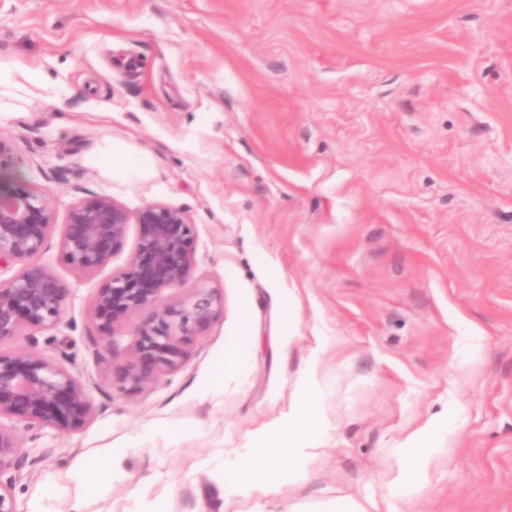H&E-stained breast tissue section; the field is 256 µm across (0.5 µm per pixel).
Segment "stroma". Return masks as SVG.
Segmentation results:
<instances>
[{"label": "stroma", "mask_w": 512, "mask_h": 512, "mask_svg": "<svg viewBox=\"0 0 512 512\" xmlns=\"http://www.w3.org/2000/svg\"><path fill=\"white\" fill-rule=\"evenodd\" d=\"M0 138L59 227L99 196L186 211L192 273L162 301L222 303L179 369L120 390L147 316L103 358L89 313L135 240L82 273L52 233L37 261L72 290L66 324L9 345L37 343L96 412L65 434L0 421L18 512L48 487L66 512L68 472L107 446L122 473L88 512H512V0H0ZM310 367L323 444L226 499L224 463Z\"/></svg>", "instance_id": "obj_1"}]
</instances>
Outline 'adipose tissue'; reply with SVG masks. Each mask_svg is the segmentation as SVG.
<instances>
[{
  "label": "adipose tissue",
  "instance_id": "adipose-tissue-1",
  "mask_svg": "<svg viewBox=\"0 0 512 512\" xmlns=\"http://www.w3.org/2000/svg\"><path fill=\"white\" fill-rule=\"evenodd\" d=\"M320 429L321 422L316 412V379L310 374L301 381L288 416L275 419L257 431L258 453L241 456L225 473L224 492L237 496L263 486L277 487L286 475L267 464V454H283L295 462H302L313 448ZM124 454L121 448H104L93 458H81L75 462L70 477L82 487L83 492L70 501L67 512H87V495L100 496L106 492L114 468Z\"/></svg>",
  "mask_w": 512,
  "mask_h": 512
}]
</instances>
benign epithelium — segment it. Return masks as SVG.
Listing matches in <instances>:
<instances>
[{"label":"benign epithelium","instance_id":"1","mask_svg":"<svg viewBox=\"0 0 512 512\" xmlns=\"http://www.w3.org/2000/svg\"><path fill=\"white\" fill-rule=\"evenodd\" d=\"M13 162L10 145L0 139V270L19 265L0 278V343L26 327L58 329L70 296L63 280L32 261L54 229L53 211L45 197L14 181ZM132 225L134 251L127 265L96 289L90 317L103 332L100 348L110 352L126 318L147 314L130 358L115 374L120 389L137 391L182 365L189 337L217 316L220 302L207 289L198 290L185 306L161 302L163 292L181 286L193 266L195 225L181 209L148 204L132 216L108 197L77 203L63 225L62 252L74 269L98 271L122 250ZM94 413L88 385L52 361L37 342L24 349L0 347V419L67 433ZM20 456L14 431L0 427V512H18L13 484Z\"/></svg>","mask_w":512,"mask_h":512}]
</instances>
